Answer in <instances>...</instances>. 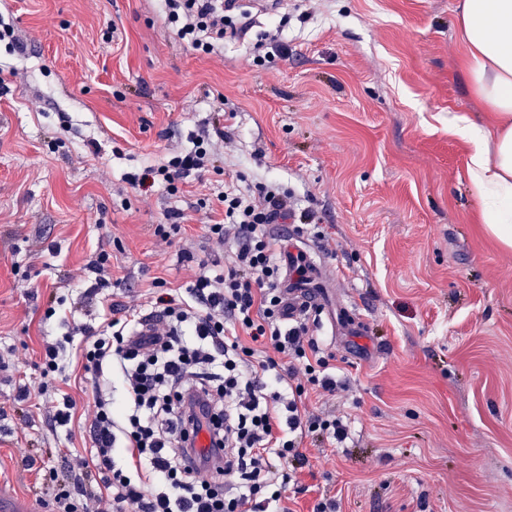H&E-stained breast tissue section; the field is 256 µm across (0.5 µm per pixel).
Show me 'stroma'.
<instances>
[{"instance_id":"35a3bbf8","label":"stroma","mask_w":512,"mask_h":512,"mask_svg":"<svg viewBox=\"0 0 512 512\" xmlns=\"http://www.w3.org/2000/svg\"><path fill=\"white\" fill-rule=\"evenodd\" d=\"M459 0H241L245 34L205 55L165 20V0H0L25 43L0 42V487L51 500L89 457L95 384L71 361L49 420L43 342L92 345L161 287L228 258L208 241L239 181L288 188L314 233L282 225L336 274V306L312 334L346 389L308 392L335 411L344 446L303 439L285 512H512V249L488 230L469 183L460 117L484 110L463 68ZM288 44L270 55L267 37ZM226 127L216 168L132 188L128 174ZM181 214L169 239L156 233ZM107 253L112 287L87 265ZM30 396L19 401L21 389Z\"/></svg>"}]
</instances>
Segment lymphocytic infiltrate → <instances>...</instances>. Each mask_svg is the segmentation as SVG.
<instances>
[{
	"mask_svg": "<svg viewBox=\"0 0 512 512\" xmlns=\"http://www.w3.org/2000/svg\"><path fill=\"white\" fill-rule=\"evenodd\" d=\"M166 4L180 40L205 54L223 45V0ZM214 161L204 127L192 151L127 180L171 187ZM288 199L287 191L262 183L246 194L225 193L224 220L208 227L210 239L232 250L223 274H199L179 298L159 294L148 314L155 335L135 337L146 314L133 308L83 350L85 371L97 378L118 373L124 394L117 403L96 389L94 459L78 462L73 490L54 494L55 512L103 501L110 512H282L281 489L292 479L286 464L297 457L300 438L348 439L342 418L302 410L307 389L333 395L340 384L318 356L307 320L287 321L267 226L287 216ZM203 429L207 454L194 446Z\"/></svg>",
	"mask_w": 512,
	"mask_h": 512,
	"instance_id": "1",
	"label": "lymphocytic infiltrate"
}]
</instances>
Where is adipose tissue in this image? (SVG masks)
I'll return each mask as SVG.
<instances>
[{
	"instance_id": "ef3b65f1",
	"label": "adipose tissue",
	"mask_w": 512,
	"mask_h": 512,
	"mask_svg": "<svg viewBox=\"0 0 512 512\" xmlns=\"http://www.w3.org/2000/svg\"><path fill=\"white\" fill-rule=\"evenodd\" d=\"M470 84L493 122L461 117L467 172L490 232L512 248V0H460Z\"/></svg>"
}]
</instances>
